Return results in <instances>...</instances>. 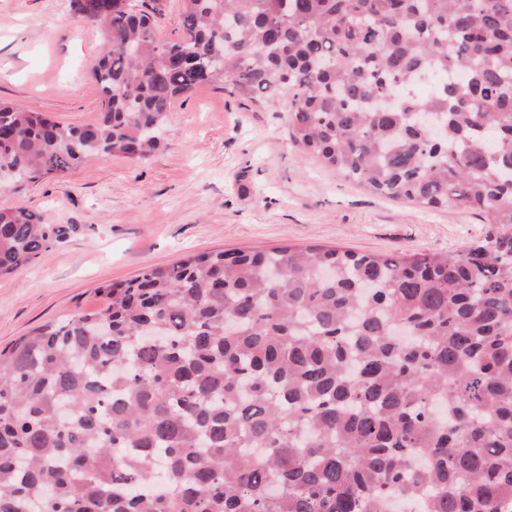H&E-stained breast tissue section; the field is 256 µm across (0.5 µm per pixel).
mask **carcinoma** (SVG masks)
I'll return each instance as SVG.
<instances>
[{"label":"carcinoma","mask_w":512,"mask_h":512,"mask_svg":"<svg viewBox=\"0 0 512 512\" xmlns=\"http://www.w3.org/2000/svg\"><path fill=\"white\" fill-rule=\"evenodd\" d=\"M71 0L101 25L97 122L0 102V169L142 160L175 101L288 102L369 191L482 214L454 255L287 245L104 282L0 350V512H512V0ZM432 68L460 74L404 94ZM0 207V276L78 234ZM183 4V0H163L164 16L160 28V37L162 39H171L179 35Z\"/></svg>","instance_id":"cac0c4a2"}]
</instances>
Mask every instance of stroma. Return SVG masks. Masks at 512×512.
Instances as JSON below:
<instances>
[{"mask_svg":"<svg viewBox=\"0 0 512 512\" xmlns=\"http://www.w3.org/2000/svg\"><path fill=\"white\" fill-rule=\"evenodd\" d=\"M103 40L75 22L70 0H0V99L88 124ZM287 104L256 106L214 84L177 100L159 149L132 161L91 156L66 177L0 191V205L47 212L80 234L0 278V348L33 328L101 307L96 288L188 252L338 246L448 254L483 238L481 214L372 193L293 146Z\"/></svg>","mask_w":512,"mask_h":512,"instance_id":"stroma-1","label":"stroma"}]
</instances>
